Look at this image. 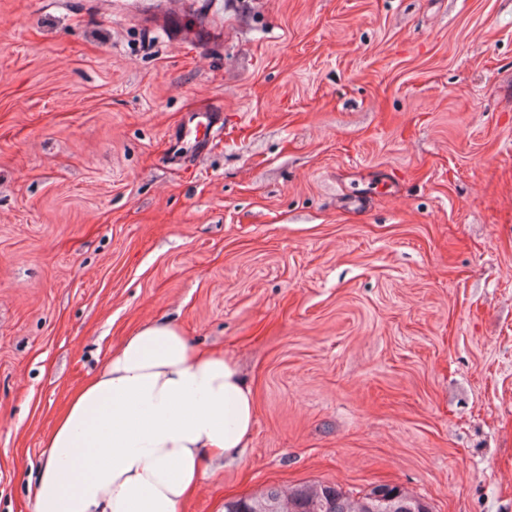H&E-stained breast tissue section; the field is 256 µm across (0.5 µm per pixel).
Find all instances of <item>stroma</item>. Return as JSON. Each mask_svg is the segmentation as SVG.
I'll return each mask as SVG.
<instances>
[{
    "instance_id": "1",
    "label": "stroma",
    "mask_w": 512,
    "mask_h": 512,
    "mask_svg": "<svg viewBox=\"0 0 512 512\" xmlns=\"http://www.w3.org/2000/svg\"><path fill=\"white\" fill-rule=\"evenodd\" d=\"M170 6L0 0V512L154 319L256 399L180 512L308 482L512 512V0H183L182 37Z\"/></svg>"
}]
</instances>
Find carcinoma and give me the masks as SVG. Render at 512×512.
I'll use <instances>...</instances> for the list:
<instances>
[{
	"mask_svg": "<svg viewBox=\"0 0 512 512\" xmlns=\"http://www.w3.org/2000/svg\"><path fill=\"white\" fill-rule=\"evenodd\" d=\"M381 499L386 512H430L421 498L397 485L378 484L355 497L335 484L320 482L288 490L270 487L258 495L226 502L224 512H369Z\"/></svg>",
	"mask_w": 512,
	"mask_h": 512,
	"instance_id": "1",
	"label": "carcinoma"
}]
</instances>
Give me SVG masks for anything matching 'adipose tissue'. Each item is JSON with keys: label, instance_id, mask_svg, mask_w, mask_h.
I'll return each instance as SVG.
<instances>
[{"label": "adipose tissue", "instance_id": "adipose-tissue-1", "mask_svg": "<svg viewBox=\"0 0 512 512\" xmlns=\"http://www.w3.org/2000/svg\"><path fill=\"white\" fill-rule=\"evenodd\" d=\"M254 426L232 358L172 321L145 322L57 415L33 512H180L209 461L248 447Z\"/></svg>", "mask_w": 512, "mask_h": 512}]
</instances>
